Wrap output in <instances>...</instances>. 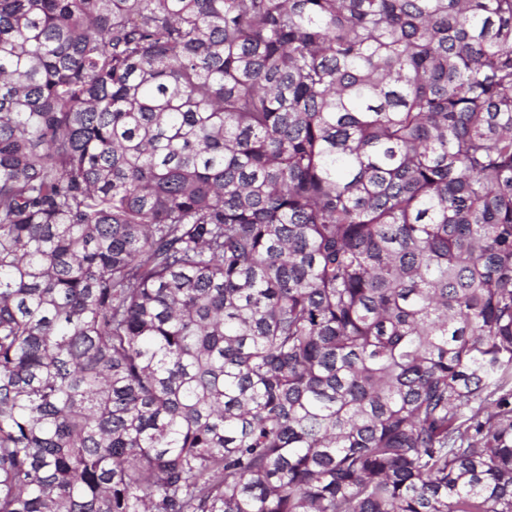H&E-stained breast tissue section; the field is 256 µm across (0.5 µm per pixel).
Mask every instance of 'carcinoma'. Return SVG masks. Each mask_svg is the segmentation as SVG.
I'll use <instances>...</instances> for the list:
<instances>
[{"instance_id":"cac0c4a2","label":"carcinoma","mask_w":512,"mask_h":512,"mask_svg":"<svg viewBox=\"0 0 512 512\" xmlns=\"http://www.w3.org/2000/svg\"><path fill=\"white\" fill-rule=\"evenodd\" d=\"M0 512H512V0H0Z\"/></svg>"}]
</instances>
